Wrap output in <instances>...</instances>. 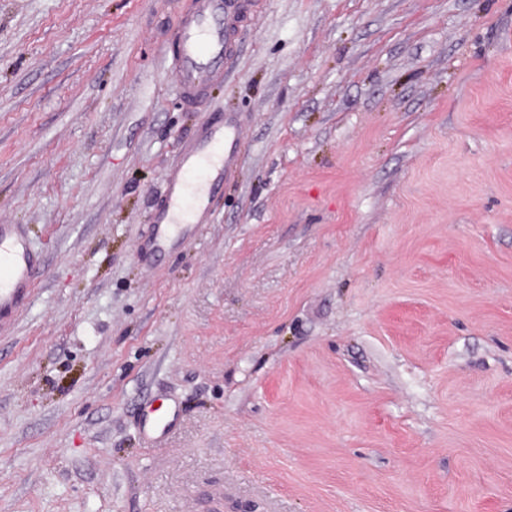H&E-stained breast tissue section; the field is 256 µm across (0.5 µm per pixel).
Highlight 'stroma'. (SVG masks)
Returning <instances> with one entry per match:
<instances>
[{"instance_id": "1", "label": "stroma", "mask_w": 512, "mask_h": 512, "mask_svg": "<svg viewBox=\"0 0 512 512\" xmlns=\"http://www.w3.org/2000/svg\"><path fill=\"white\" fill-rule=\"evenodd\" d=\"M187 2L0 0V512H512V0H256L198 104ZM242 147L240 124L225 121L223 129H207L168 176L166 207L157 222L156 237H164L174 230L180 234L188 225H194L195 229L201 225L197 215L193 224L177 223V215L183 210L191 212L193 208L197 209L200 183L207 186L217 168L223 167L225 177ZM220 157L219 167H216L215 162ZM40 268L20 224H0V321L30 298ZM161 409L162 407L153 408L151 405L144 411L139 424L141 434L151 444L166 435L174 427L179 416L175 405L169 404Z\"/></svg>"}]
</instances>
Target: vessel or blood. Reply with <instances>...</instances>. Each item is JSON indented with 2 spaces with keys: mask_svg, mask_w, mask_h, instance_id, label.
Returning a JSON list of instances; mask_svg holds the SVG:
<instances>
[{
  "mask_svg": "<svg viewBox=\"0 0 512 512\" xmlns=\"http://www.w3.org/2000/svg\"><path fill=\"white\" fill-rule=\"evenodd\" d=\"M246 0H192L175 32L179 51L172 69L186 97L199 101L219 81L234 52L235 21ZM243 147L242 127L235 122L207 129L170 172L166 207L156 236L177 230V215L195 208L200 184L209 183L216 167L230 168ZM39 258L32 252L22 225L0 224V320L9 318L31 295ZM179 412L174 405L144 411L139 429L149 443L166 435Z\"/></svg>",
  "mask_w": 512,
  "mask_h": 512,
  "instance_id": "b4317fda",
  "label": "vessel or blood"
}]
</instances>
